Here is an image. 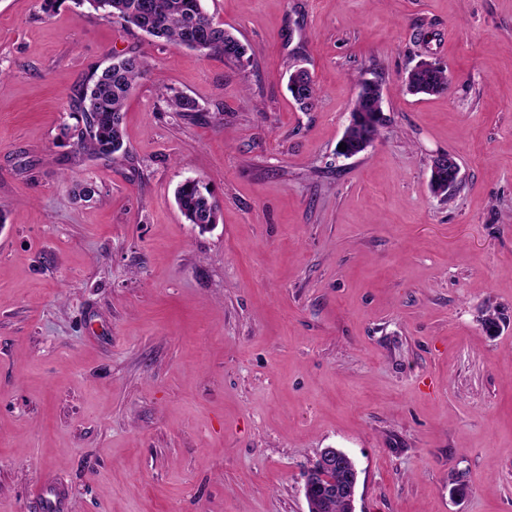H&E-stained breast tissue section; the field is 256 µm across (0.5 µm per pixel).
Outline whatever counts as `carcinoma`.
Wrapping results in <instances>:
<instances>
[{
  "mask_svg": "<svg viewBox=\"0 0 512 512\" xmlns=\"http://www.w3.org/2000/svg\"><path fill=\"white\" fill-rule=\"evenodd\" d=\"M105 20H115L166 43L219 54L224 59L243 62L247 48L224 25L206 11L203 0H73ZM149 70L147 60L137 54L125 55L103 68L95 67L74 90L69 109L75 123L64 124L58 139L77 157L90 155L110 160L124 148L122 112L126 100L139 80ZM381 83L360 78L354 115L342 140L350 153L362 152L363 135L378 137L384 122L377 117L383 110ZM407 86L416 94L437 95L448 89V73L444 68L420 69L409 73ZM288 91L304 110L312 109L319 96L309 72L303 67L288 70ZM168 111L177 114L198 112L195 100L176 92L165 98ZM182 216L189 224H216L220 206L211 191L200 180L182 183L175 192Z\"/></svg>",
  "mask_w": 512,
  "mask_h": 512,
  "instance_id": "carcinoma-1",
  "label": "carcinoma"
}]
</instances>
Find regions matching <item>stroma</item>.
Segmentation results:
<instances>
[{
	"label": "stroma",
	"instance_id": "35a3bbf8",
	"mask_svg": "<svg viewBox=\"0 0 512 512\" xmlns=\"http://www.w3.org/2000/svg\"><path fill=\"white\" fill-rule=\"evenodd\" d=\"M204 6L249 62L0 0V512L48 478L67 512H308L325 448L355 512H512V0ZM132 53L128 154L65 161L72 90ZM422 60L447 92L408 91ZM363 76L385 124L345 159ZM193 178L206 230L175 204ZM295 86V88H294ZM288 91L301 109L311 110L318 99L319 89L309 72L303 67L293 66L288 70ZM431 169L433 174H442L443 177H447V180L443 181L442 188H439L438 183L434 182V189L440 192L442 189H453L460 180V166L457 162L456 157L450 153H442L436 156L432 161ZM175 200L187 223L206 228L218 223L219 203L202 181L186 180L177 188ZM344 460L351 463V469L345 474L344 478L336 481V473L343 469ZM319 482L326 486L330 493L344 497L350 505L349 512H352L358 482V470L347 453L336 448H325L307 471L304 495L311 487H316Z\"/></svg>",
	"mask_w": 512,
	"mask_h": 512
}]
</instances>
